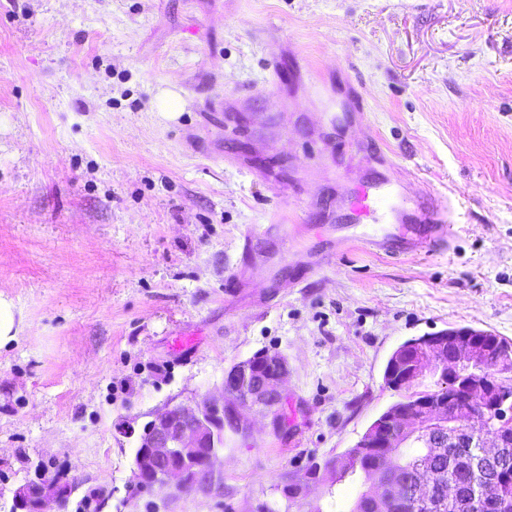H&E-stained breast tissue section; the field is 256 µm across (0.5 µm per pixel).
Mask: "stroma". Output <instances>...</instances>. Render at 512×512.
Listing matches in <instances>:
<instances>
[{"instance_id":"35a3bbf8","label":"stroma","mask_w":512,"mask_h":512,"mask_svg":"<svg viewBox=\"0 0 512 512\" xmlns=\"http://www.w3.org/2000/svg\"><path fill=\"white\" fill-rule=\"evenodd\" d=\"M223 103V115L209 107ZM449 208L391 255L363 182ZM0 512H350L284 496L392 403L404 341L512 340V0H0ZM288 361V427L225 437L209 482L140 487L158 412ZM26 327L14 301L0 293V349L15 341ZM67 490L70 484L62 482L58 476L51 478ZM51 479L43 478L39 483H33L19 488L15 493L18 509L24 512H46L44 506L49 501L63 502L70 495L61 492L59 485ZM66 498V499H67Z\"/></svg>"}]
</instances>
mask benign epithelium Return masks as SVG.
Returning a JSON list of instances; mask_svg holds the SVG:
<instances>
[{
	"mask_svg": "<svg viewBox=\"0 0 512 512\" xmlns=\"http://www.w3.org/2000/svg\"><path fill=\"white\" fill-rule=\"evenodd\" d=\"M425 346L427 356H414V348ZM288 372L286 360L276 352H265L230 367L219 393L204 395L193 407L174 406L159 412L139 438L135 456V475L143 485L153 487L176 481L197 484L213 474V466L224 448V433H243L249 423L247 411L258 407L270 416L272 431L285 427L281 414L286 404L283 381ZM384 383L402 392L418 389L420 412L407 414L399 403L389 406L367 428L357 442L341 457L334 459L339 476L349 473V461L360 460L369 448H405L417 440L424 454L419 468L422 480L416 489L424 503L435 512L443 510L442 489L445 482L444 462H453L459 449L467 446L471 430L463 413L477 410L493 422L483 436L484 456L499 469L512 464V342L489 332L450 329L411 338L390 355L384 369ZM448 383L460 393L466 405L449 411L448 400L433 397L434 391L423 390L426 379ZM405 442H399L401 438ZM363 484L372 488L370 499L378 497L373 489L386 485L381 473L367 468ZM320 470L293 476L285 495L299 496L307 487L319 483ZM479 490L469 495L455 492L458 512H475ZM22 512H45L49 501L62 502L65 495L59 485L43 478L18 489L15 493Z\"/></svg>",
	"mask_w": 512,
	"mask_h": 512,
	"instance_id": "1",
	"label": "benign epithelium"
}]
</instances>
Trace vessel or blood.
Segmentation results:
<instances>
[{
  "mask_svg": "<svg viewBox=\"0 0 512 512\" xmlns=\"http://www.w3.org/2000/svg\"><path fill=\"white\" fill-rule=\"evenodd\" d=\"M355 206L358 214L364 217L383 215L388 225L381 230V243L391 251L405 253L418 250L442 240L444 236L445 214L426 199L408 202L390 182L359 187L355 193ZM407 223L415 224V233L397 238L393 225Z\"/></svg>",
  "mask_w": 512,
  "mask_h": 512,
  "instance_id": "obj_1",
  "label": "vessel or blood"
}]
</instances>
